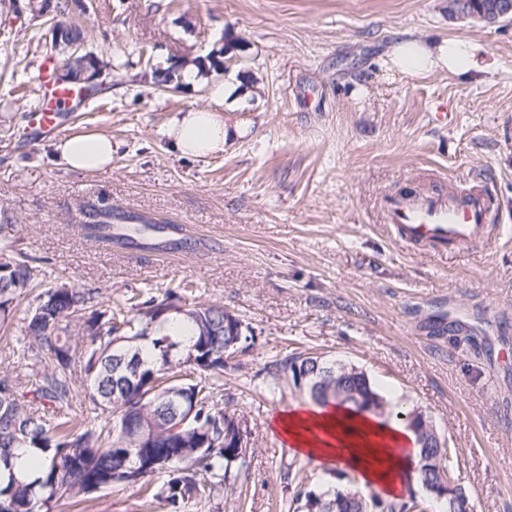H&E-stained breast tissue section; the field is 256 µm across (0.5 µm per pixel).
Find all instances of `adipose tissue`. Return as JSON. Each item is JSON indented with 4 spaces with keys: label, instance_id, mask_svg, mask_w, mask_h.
<instances>
[{
    "label": "adipose tissue",
    "instance_id": "1",
    "mask_svg": "<svg viewBox=\"0 0 512 512\" xmlns=\"http://www.w3.org/2000/svg\"><path fill=\"white\" fill-rule=\"evenodd\" d=\"M392 58L399 69L412 75L444 67L466 76L476 67L473 46L455 39H401ZM163 133L184 157L224 148V121L208 109L177 113ZM54 154L68 168L92 172L111 162L112 139L102 134L71 135L55 142ZM269 427L291 455L351 470L364 492L399 496L419 460L420 446L405 422L385 423L334 404L293 406L271 416Z\"/></svg>",
    "mask_w": 512,
    "mask_h": 512
}]
</instances>
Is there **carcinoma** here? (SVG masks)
I'll return each instance as SVG.
<instances>
[{"label":"carcinoma","instance_id":"cac0c4a2","mask_svg":"<svg viewBox=\"0 0 512 512\" xmlns=\"http://www.w3.org/2000/svg\"><path fill=\"white\" fill-rule=\"evenodd\" d=\"M241 39L224 32V44L211 50L199 70L219 69L233 57ZM147 63L157 83L182 85L181 64L160 68ZM94 235H112V225L129 223V239L153 236L156 224L105 206L88 212ZM18 358L31 372L19 382L0 376V512H43L53 501L79 500L114 485H128L181 512L191 501L211 499L227 484L230 470H248L252 448H235L240 433L235 414L224 406V352L254 342L250 326L221 304L182 302L172 289L159 295H132L122 302L102 299L97 287L46 281L39 260L16 248L14 225L0 224V327L17 311ZM190 324V344L165 331L171 320ZM310 374L302 394L317 405L339 404L352 413L388 412L389 404L371 379L349 364L318 353L292 354L275 364L274 386L298 388V374ZM88 404L69 416L77 380ZM418 479L435 484L454 478L456 449L429 447L418 440ZM36 455L37 476L21 480L14 471L18 451ZM336 483H311L296 468V493L288 512H356L355 498L377 512H428L432 505L414 496L398 499L364 493L352 477L327 471Z\"/></svg>","mask_w":512,"mask_h":512}]
</instances>
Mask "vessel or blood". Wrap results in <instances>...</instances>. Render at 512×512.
<instances>
[{"instance_id":"obj_1","label":"vessel or blood","mask_w":512,"mask_h":512,"mask_svg":"<svg viewBox=\"0 0 512 512\" xmlns=\"http://www.w3.org/2000/svg\"><path fill=\"white\" fill-rule=\"evenodd\" d=\"M39 80L49 99L48 107L41 112V125L53 132L58 128L56 107L72 101L79 92L59 83L50 64L40 70ZM382 207L397 242L435 255L465 253L488 243L495 239L502 222L490 193L485 190L464 195L451 191L388 197Z\"/></svg>"}]
</instances>
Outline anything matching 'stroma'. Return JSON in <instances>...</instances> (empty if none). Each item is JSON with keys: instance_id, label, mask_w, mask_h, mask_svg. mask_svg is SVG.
Returning <instances> with one entry per match:
<instances>
[{"instance_id": "35a3bbf8", "label": "stroma", "mask_w": 512, "mask_h": 512, "mask_svg": "<svg viewBox=\"0 0 512 512\" xmlns=\"http://www.w3.org/2000/svg\"><path fill=\"white\" fill-rule=\"evenodd\" d=\"M11 3L0 0V224H14L17 248L116 301L193 283L183 302L222 304L255 335L224 370L228 408L254 440L249 503L223 489L183 512H282L296 459L267 421L303 397L273 388L265 367L305 351L425 411L458 450L474 512H512V22L449 16L448 0H68L66 22L87 27L101 66L96 94L60 107L59 122L112 137L111 164L83 173L33 116L41 66L66 59L53 22ZM227 31L243 44L228 70L178 92L148 76L143 48L191 60ZM403 36L467 41L477 68L400 73L390 59ZM203 107L223 118L224 149L180 156L162 130ZM452 183L492 187L503 238L460 257L400 246L383 198ZM106 205L168 225L167 245L91 237L85 215ZM49 512L164 509L115 486Z\"/></svg>"}]
</instances>
